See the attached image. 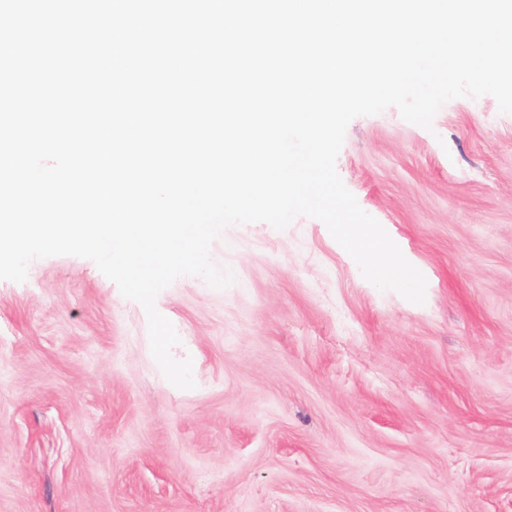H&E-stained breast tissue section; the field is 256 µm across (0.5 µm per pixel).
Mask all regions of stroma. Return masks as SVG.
<instances>
[{
	"instance_id": "obj_1",
	"label": "stroma",
	"mask_w": 512,
	"mask_h": 512,
	"mask_svg": "<svg viewBox=\"0 0 512 512\" xmlns=\"http://www.w3.org/2000/svg\"><path fill=\"white\" fill-rule=\"evenodd\" d=\"M336 168L425 303L319 220L227 228L210 256L234 284L156 299L194 389L91 260L0 280V512H512V114L361 116Z\"/></svg>"
}]
</instances>
